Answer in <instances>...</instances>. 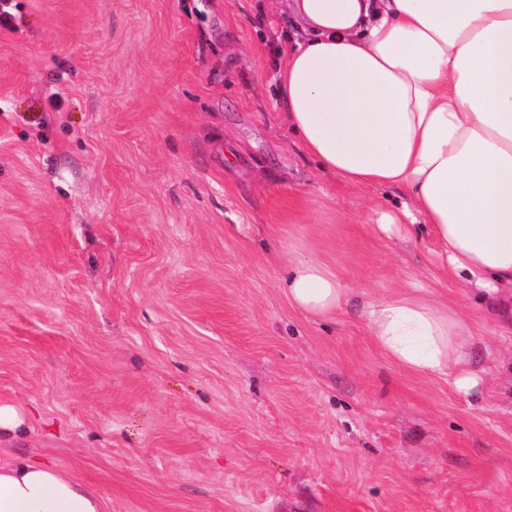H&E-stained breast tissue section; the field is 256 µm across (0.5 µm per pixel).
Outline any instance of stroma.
<instances>
[{
	"instance_id": "obj_1",
	"label": "stroma",
	"mask_w": 512,
	"mask_h": 512,
	"mask_svg": "<svg viewBox=\"0 0 512 512\" xmlns=\"http://www.w3.org/2000/svg\"><path fill=\"white\" fill-rule=\"evenodd\" d=\"M277 0H0V403L10 451L111 512H512V334L475 293L483 399L373 344L434 241L320 173L274 92ZM350 294L294 309L288 262ZM25 424V412L11 404H0V446L14 439Z\"/></svg>"
}]
</instances>
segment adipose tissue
Instances as JSON below:
<instances>
[{
    "label": "adipose tissue",
    "mask_w": 512,
    "mask_h": 512,
    "mask_svg": "<svg viewBox=\"0 0 512 512\" xmlns=\"http://www.w3.org/2000/svg\"><path fill=\"white\" fill-rule=\"evenodd\" d=\"M301 22L277 95L319 171L354 191L388 190L370 217L386 235L428 231L440 278L480 292L512 329V0H291ZM282 288L310 316L347 290L297 258ZM375 346L406 370L451 375L478 398L474 329L413 290L367 307ZM0 512H110L108 499L53 462L0 456Z\"/></svg>",
    "instance_id": "adipose-tissue-1"
}]
</instances>
